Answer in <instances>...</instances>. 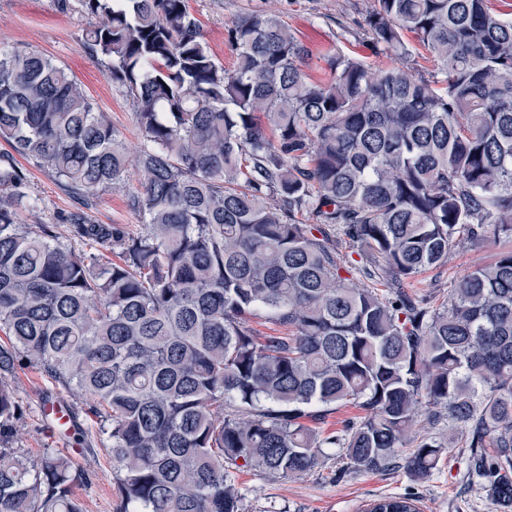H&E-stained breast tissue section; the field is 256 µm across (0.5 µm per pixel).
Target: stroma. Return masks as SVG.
<instances>
[{"label": "stroma", "instance_id": "1", "mask_svg": "<svg viewBox=\"0 0 512 512\" xmlns=\"http://www.w3.org/2000/svg\"><path fill=\"white\" fill-rule=\"evenodd\" d=\"M369 4L370 0H189L212 54L225 69H233L236 57L226 39L227 24L243 12L261 10L279 15L310 48L308 72L315 80L322 76V56L328 52L359 57L375 70L395 65V58L377 54L366 36L347 29ZM93 22L75 2L64 10L59 0H0V45L39 51L69 69L98 109L109 115L119 138L128 148H137L140 133L134 100L113 81L106 60L90 56L82 46V34ZM19 165L27 176L28 192L40 201L38 209L21 212L20 223L34 230L53 225L60 242L73 252H95L101 264L111 263L112 252L97 251L95 245L70 236L66 217L79 208V200L47 169L25 159ZM138 188L136 177L128 175L100 191L91 199L90 218L99 224L121 225L131 235L140 233L143 219L130 205ZM489 256V251L457 245L447 264L417 277L413 289L443 299L455 280ZM8 384L20 404L13 421L14 447L33 460L48 448L73 456L87 472L86 481L74 488L84 512H114L110 441L100 430L99 417L88 409L89 396L59 385L29 365L20 368ZM58 396L70 405L77 420L76 429L60 437L51 434L40 412L45 398ZM340 466V460L332 457L310 474L291 480L244 469L236 472L235 481L245 497L246 512H364L374 499L406 493L418 496L421 512H501L479 486L467 481L463 456L456 450L444 455L438 470L423 481L411 480L400 468L339 479L335 473Z\"/></svg>", "mask_w": 512, "mask_h": 512}]
</instances>
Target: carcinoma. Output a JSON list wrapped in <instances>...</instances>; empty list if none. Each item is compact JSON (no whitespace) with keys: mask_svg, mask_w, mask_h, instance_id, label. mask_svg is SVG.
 I'll list each match as a JSON object with an SVG mask.
<instances>
[{"mask_svg":"<svg viewBox=\"0 0 512 512\" xmlns=\"http://www.w3.org/2000/svg\"><path fill=\"white\" fill-rule=\"evenodd\" d=\"M83 47L137 104L130 153L66 69L0 48V512H83L85 473L12 446L6 379L36 366L89 395L111 441L116 512H245L234 475L430 477L466 449L471 482L512 508V18L489 0H371L352 24L400 64L312 53L279 16L226 28V70L188 0H79ZM410 32L437 62L409 65ZM85 201L137 173L143 231L80 210L77 254L43 224L14 154ZM437 306L406 284L488 242ZM358 273L369 285L350 283ZM263 317L288 329L254 335ZM448 444L413 435L415 410ZM365 416L318 427L341 406ZM407 493L367 512H419Z\"/></svg>","mask_w":512,"mask_h":512,"instance_id":"1","label":"carcinoma"}]
</instances>
